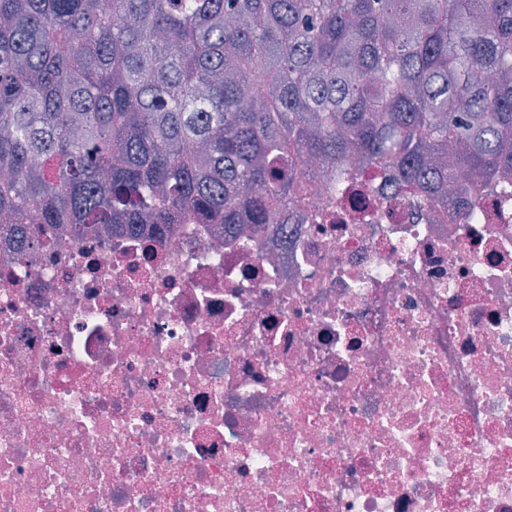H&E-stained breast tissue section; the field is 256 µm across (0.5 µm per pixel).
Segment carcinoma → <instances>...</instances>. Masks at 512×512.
I'll return each mask as SVG.
<instances>
[{"instance_id": "cac0c4a2", "label": "carcinoma", "mask_w": 512, "mask_h": 512, "mask_svg": "<svg viewBox=\"0 0 512 512\" xmlns=\"http://www.w3.org/2000/svg\"><path fill=\"white\" fill-rule=\"evenodd\" d=\"M342 155L512 170V0H0L1 232L269 228Z\"/></svg>"}]
</instances>
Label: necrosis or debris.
<instances>
[{
    "mask_svg": "<svg viewBox=\"0 0 512 512\" xmlns=\"http://www.w3.org/2000/svg\"><path fill=\"white\" fill-rule=\"evenodd\" d=\"M328 169L280 232H0V512H512V171Z\"/></svg>",
    "mask_w": 512,
    "mask_h": 512,
    "instance_id": "1",
    "label": "necrosis or debris"
}]
</instances>
